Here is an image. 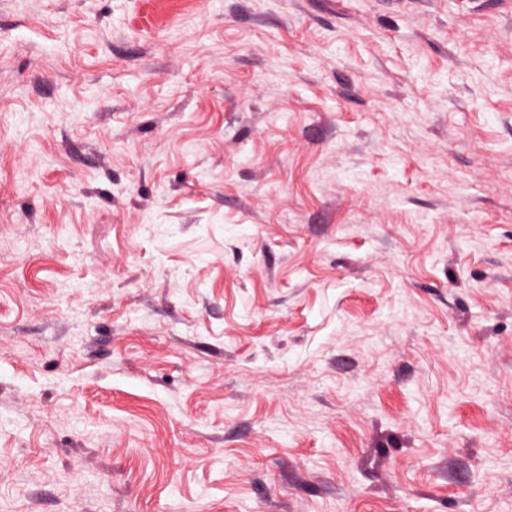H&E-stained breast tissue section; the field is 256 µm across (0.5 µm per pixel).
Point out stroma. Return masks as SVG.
Segmentation results:
<instances>
[{"label": "stroma", "mask_w": 512, "mask_h": 512, "mask_svg": "<svg viewBox=\"0 0 512 512\" xmlns=\"http://www.w3.org/2000/svg\"><path fill=\"white\" fill-rule=\"evenodd\" d=\"M0 512H512V0H0Z\"/></svg>", "instance_id": "obj_1"}]
</instances>
